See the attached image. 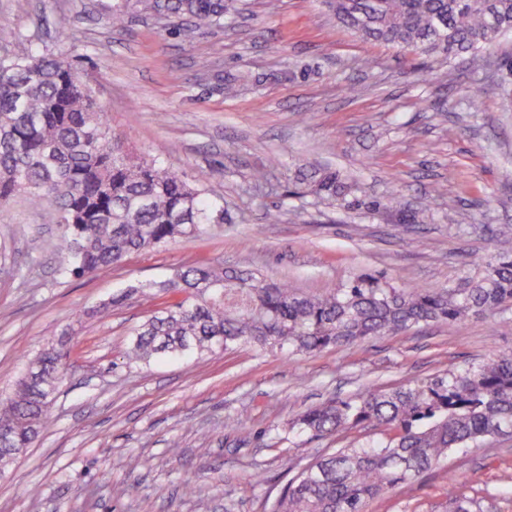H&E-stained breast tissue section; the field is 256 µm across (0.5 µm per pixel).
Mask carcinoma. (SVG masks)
<instances>
[{"mask_svg":"<svg viewBox=\"0 0 512 512\" xmlns=\"http://www.w3.org/2000/svg\"><path fill=\"white\" fill-rule=\"evenodd\" d=\"M336 20L361 38L415 55L474 53L512 33V0H329ZM175 23L211 26L227 0H114L109 22L131 9ZM338 175L313 182L334 197ZM60 216L63 272L82 275L117 266L134 252L200 237L218 217L204 190L153 160L139 158L112 132L63 52L0 54V206L17 193ZM171 301L132 330L131 363L163 354L203 355L239 344L292 353L361 343L422 323H460L512 303V237L485 276L448 290L396 288L361 275L329 292L303 295L285 283L229 275L195 264L146 291ZM68 349L38 355L39 377L19 378L0 398V470L32 446L49 423V389L62 384ZM299 424L318 436L382 427L387 440L317 454L283 489L271 512H368L389 489L434 471L458 448L512 431V353L464 371L369 388L303 412Z\"/></svg>","mask_w":512,"mask_h":512,"instance_id":"1","label":"carcinoma"}]
</instances>
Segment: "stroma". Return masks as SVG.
<instances>
[{
  "label": "stroma",
  "instance_id": "35a3bbf8",
  "mask_svg": "<svg viewBox=\"0 0 512 512\" xmlns=\"http://www.w3.org/2000/svg\"><path fill=\"white\" fill-rule=\"evenodd\" d=\"M229 7L188 42L135 11L113 29L101 0H0V26L19 35L11 52L63 51L134 152L189 183L205 178L224 209L202 238L86 276L61 271L52 207L21 193L0 209V395L48 344L72 347L48 427L0 475V512H270L315 453L383 437L313 436L297 423L305 409L512 351L497 326L512 317L505 306L321 352L242 345L129 364L150 310L139 286L193 263L305 294L362 274L448 289L484 276L497 239L512 236V34L476 56L424 57L417 71L400 48L339 25L325 0ZM326 172L352 190L313 193ZM390 195L400 209L384 208ZM459 500L512 512V434L450 452L370 512H454Z\"/></svg>",
  "mask_w": 512,
  "mask_h": 512
}]
</instances>
